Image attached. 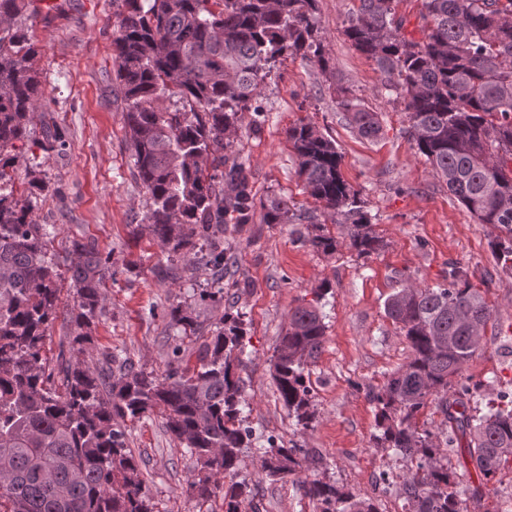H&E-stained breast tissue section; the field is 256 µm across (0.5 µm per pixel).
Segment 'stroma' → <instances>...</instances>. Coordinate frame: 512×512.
<instances>
[{
	"label": "stroma",
	"instance_id": "35a3bbf8",
	"mask_svg": "<svg viewBox=\"0 0 512 512\" xmlns=\"http://www.w3.org/2000/svg\"><path fill=\"white\" fill-rule=\"evenodd\" d=\"M353 0H317L318 36L330 61L321 71L300 55L278 64L261 86L257 104L264 122L244 120L233 151L246 167L257 201L287 197L292 208L312 213L335 235V254L316 253L302 244L303 224H268L263 209L250 223L228 228L224 245L233 261L224 270V298L201 299L213 283L206 272L189 274L147 232L137 231L149 200L135 173L125 118L115 97L113 32L119 0H62L43 10L37 0L17 21L40 50L38 67L47 105L36 112L21 151L15 178L23 191L28 172L47 191L32 218L56 227L48 257L62 279L61 305L71 304L70 242L95 240L106 259L104 314L93 333L94 356L111 352L130 357L136 368L164 376L178 363L195 364L196 350L225 311L245 313L248 323L241 404L254 447L243 449L240 469L252 495L246 512H317L298 484L273 480L261 470L258 449L268 440L316 449L320 462L307 475L372 499L379 512H411L401 492L405 462L395 451L375 447V408L366 396L403 365L405 338L385 313V302L403 286L442 282L449 263L475 269L493 312L482 346L464 375L481 394L512 393V276L504 274L491 249L494 228L474 216L448 191L409 139L402 100L388 97L374 63L343 34ZM343 84L373 111L383 127L374 141L360 138L336 107V84ZM306 123L334 141L344 180L364 203L372 228L385 243L371 257L348 246L349 227L337 223L303 190L298 160L285 132ZM57 126L61 145L43 149L45 125ZM317 302L326 325L325 343L308 366L312 388L309 427L297 426L278 398L271 366L278 338L294 308ZM182 306L202 324L197 335L180 337L170 323L171 307ZM182 345L184 355L172 350ZM127 443L142 459L146 484L159 512H223L216 495L198 504L186 493L197 462L166 432L160 415L125 424ZM455 489L468 512H506L512 507V463L488 484L482 499L471 489L475 471L458 469ZM390 483H383L382 474Z\"/></svg>",
	"mask_w": 512,
	"mask_h": 512
}]
</instances>
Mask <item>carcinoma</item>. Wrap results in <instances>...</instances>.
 Segmentation results:
<instances>
[{
    "label": "carcinoma",
    "mask_w": 512,
    "mask_h": 512,
    "mask_svg": "<svg viewBox=\"0 0 512 512\" xmlns=\"http://www.w3.org/2000/svg\"><path fill=\"white\" fill-rule=\"evenodd\" d=\"M112 39L116 97L125 112L137 178L149 195L142 227L169 253L207 247L199 269L220 281L228 260L224 216L249 223L254 196L244 165L232 157L233 136L277 64L313 57L328 69L318 39L316 0H121ZM344 35L376 65L383 88L406 102L408 136L432 172L480 224L499 231L491 242L501 269L512 274V0H424L421 38L396 18L395 0H358ZM27 0H0V512H156L142 469L128 448L124 422L160 413L177 444L196 457L189 493L204 503L221 492L224 512H243L252 490L239 478L241 449L253 447L240 409L246 323L226 312L198 349V365L158 378L127 361L117 371L93 363L92 330L103 311L106 261L95 244L74 239L68 343L74 360L53 381L43 356L46 332L59 310L60 273L48 259L51 232L32 219L46 183L33 176L24 195L15 179L16 143L28 137L45 106L38 48L15 26ZM336 104L366 140L382 133L378 113L336 88ZM176 96L181 107L162 106ZM299 158L306 192L352 224L348 247L360 256L385 244L372 230L357 192L340 171L330 139L300 123L286 131ZM225 168L224 182L206 174ZM267 224L313 223L288 198L263 205ZM315 252L334 254L339 240L319 231L301 236ZM474 272L452 263L434 286L407 285L386 301L399 325L407 361L368 396L376 409L377 448L402 456L405 499L413 512H466L453 489L444 448L463 445L481 481L512 460V400L500 394L480 409L464 377L479 350L474 328L492 310L471 282ZM184 334L199 325L181 306L169 312ZM325 341L318 308L300 305L279 337L271 376L279 399L307 428L311 386L305 366ZM434 405L448 427L440 438L419 429ZM259 448L261 469L283 480L318 463L308 448ZM318 512H378L369 499L321 480L302 482Z\"/></svg>",
    "instance_id": "carcinoma-1"
}]
</instances>
